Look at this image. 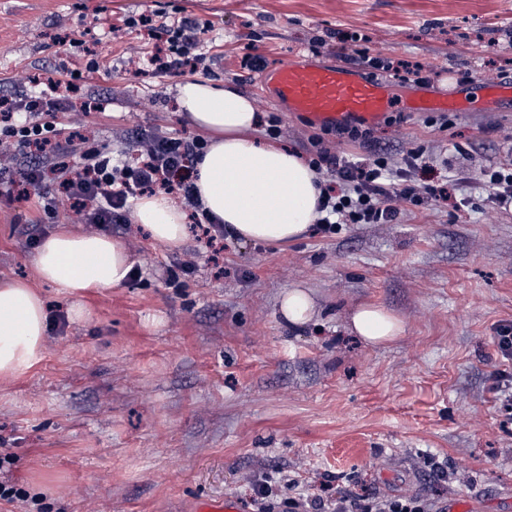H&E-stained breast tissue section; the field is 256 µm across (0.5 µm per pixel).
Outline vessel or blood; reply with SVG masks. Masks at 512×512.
<instances>
[{"label":"vessel or blood","mask_w":512,"mask_h":512,"mask_svg":"<svg viewBox=\"0 0 512 512\" xmlns=\"http://www.w3.org/2000/svg\"><path fill=\"white\" fill-rule=\"evenodd\" d=\"M271 102L317 126L351 120L381 121L392 107L384 83L357 77L345 67L295 64L277 69Z\"/></svg>","instance_id":"1"}]
</instances>
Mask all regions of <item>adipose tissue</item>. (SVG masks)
I'll use <instances>...</instances> for the list:
<instances>
[{
	"label": "adipose tissue",
	"mask_w": 512,
	"mask_h": 512,
	"mask_svg": "<svg viewBox=\"0 0 512 512\" xmlns=\"http://www.w3.org/2000/svg\"><path fill=\"white\" fill-rule=\"evenodd\" d=\"M177 110L210 133L195 161L199 202L232 238L283 244L302 238L320 216L319 176L300 153L263 143L253 99L234 85L190 79L178 86ZM134 220L158 244L178 248L186 240V212L168 196L139 198ZM33 266L39 280L74 293L115 288L134 266L125 245L105 234H76L61 228L40 244ZM349 328L365 343L400 337L403 321L371 304L352 310ZM48 312L42 296L26 282L0 279V379L26 373L42 356Z\"/></svg>",
	"instance_id": "adipose-tissue-1"
}]
</instances>
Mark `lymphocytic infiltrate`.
Listing matches in <instances>:
<instances>
[{
    "mask_svg": "<svg viewBox=\"0 0 512 512\" xmlns=\"http://www.w3.org/2000/svg\"><path fill=\"white\" fill-rule=\"evenodd\" d=\"M126 29L152 42L146 62L153 73L176 75L198 71L207 54L196 18L183 16L156 23L153 16L125 18ZM28 88L0 94V197L23 200L40 214L69 224L111 231L129 221L132 199L158 191L191 209L207 244L224 239V228L202 213L192 183V163L206 146L199 136H158L138 130L126 140L136 148L138 164L123 161L111 146L95 144L78 130L82 115L99 112L102 102L75 104L78 85L62 79L60 71L29 77ZM67 114L72 127L63 133L57 122ZM26 165H19V156ZM310 164L321 175L316 230L328 233L339 224H387L405 205L419 206L427 198H441L443 189L428 188L419 195L414 179L427 166L423 147L407 149L401 157L374 155L353 162L326 145H318ZM285 512H430L426 503L411 497L368 502L349 494L337 496L333 506L323 499H291Z\"/></svg>",
    "mask_w": 512,
    "mask_h": 512,
    "instance_id": "lymphocytic-infiltrate-1",
    "label": "lymphocytic infiltrate"
}]
</instances>
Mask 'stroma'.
<instances>
[{
	"label": "stroma",
	"mask_w": 512,
	"mask_h": 512,
	"mask_svg": "<svg viewBox=\"0 0 512 512\" xmlns=\"http://www.w3.org/2000/svg\"><path fill=\"white\" fill-rule=\"evenodd\" d=\"M210 24L207 77L255 99L286 127L279 141L310 156L311 138L364 155L322 127L281 113L264 77L296 62L346 66L339 33L371 56L421 64L422 77L386 78L394 108L374 125L393 156L424 146L421 186L449 201L406 206L390 224H340L284 246L225 238L219 264L189 224L181 248L138 224L114 229L141 270L118 288L84 292L90 311L68 320L71 295L43 287L51 325L41 360L0 381V443L18 459L8 478L41 512H192L195 499L415 495L451 512H512V415L496 376L506 369L495 329L512 324V206L490 201L486 172L512 167V100L490 101L485 80H512V0H0V94L21 72L65 65L80 98L107 100L85 122L125 160L126 129H197L176 110L182 76H139L133 35L110 27L140 13ZM325 46L313 53L314 38ZM93 40L98 71L80 44ZM260 63L244 69V57ZM455 96L448 128L408 104ZM25 203L0 201V278L35 282ZM194 274L172 278L178 258ZM306 288L317 313L292 328L279 301ZM374 304L405 325L367 346L348 328Z\"/></svg>",
	"instance_id": "stroma-1"
}]
</instances>
